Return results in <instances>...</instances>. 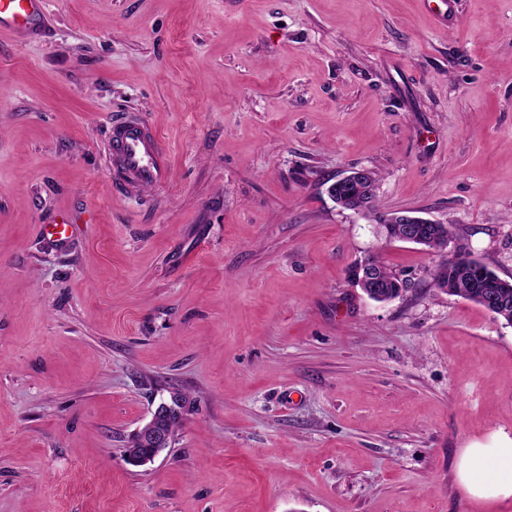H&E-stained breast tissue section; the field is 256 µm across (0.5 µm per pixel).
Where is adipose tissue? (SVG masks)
Returning a JSON list of instances; mask_svg holds the SVG:
<instances>
[{"mask_svg": "<svg viewBox=\"0 0 512 512\" xmlns=\"http://www.w3.org/2000/svg\"><path fill=\"white\" fill-rule=\"evenodd\" d=\"M459 476L473 498H512V445L465 449Z\"/></svg>", "mask_w": 512, "mask_h": 512, "instance_id": "ef3b65f1", "label": "adipose tissue"}]
</instances>
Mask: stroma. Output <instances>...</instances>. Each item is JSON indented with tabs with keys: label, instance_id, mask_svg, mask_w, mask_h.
Instances as JSON below:
<instances>
[{
	"label": "stroma",
	"instance_id": "35a3bbf8",
	"mask_svg": "<svg viewBox=\"0 0 512 512\" xmlns=\"http://www.w3.org/2000/svg\"><path fill=\"white\" fill-rule=\"evenodd\" d=\"M45 0L0 36V512H512V326L328 192L375 171L512 281V0ZM138 112L171 157L125 195ZM68 211L64 246L39 227ZM376 256L412 281L370 300ZM171 448L133 434L171 392ZM108 150L115 184L123 193L160 188L167 183L169 155L140 115L122 114L112 121ZM459 476L468 493L476 499L512 497V442L497 448L465 449Z\"/></svg>",
	"mask_w": 512,
	"mask_h": 512
}]
</instances>
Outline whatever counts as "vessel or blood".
I'll return each mask as SVG.
<instances>
[{
    "mask_svg": "<svg viewBox=\"0 0 512 512\" xmlns=\"http://www.w3.org/2000/svg\"><path fill=\"white\" fill-rule=\"evenodd\" d=\"M44 0H0V34L22 36L40 28ZM110 162L116 186L125 193L159 188L168 181L170 158L149 123L140 115L127 113L114 119L108 138ZM73 222L60 217L39 227L53 242H68Z\"/></svg>",
    "mask_w": 512,
    "mask_h": 512,
    "instance_id": "obj_1",
    "label": "vessel or blood"
}]
</instances>
